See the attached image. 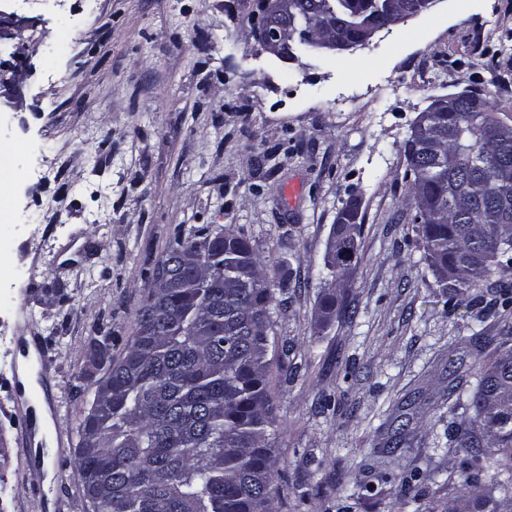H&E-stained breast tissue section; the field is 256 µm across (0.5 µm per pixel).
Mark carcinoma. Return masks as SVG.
<instances>
[{"label":"carcinoma","mask_w":512,"mask_h":512,"mask_svg":"<svg viewBox=\"0 0 512 512\" xmlns=\"http://www.w3.org/2000/svg\"><path fill=\"white\" fill-rule=\"evenodd\" d=\"M389 0H288V11L259 24L313 25L354 39L380 22ZM484 108L471 111L470 100ZM433 140L406 162L419 244L443 291L477 290L512 264V132L480 143L501 124L495 105L476 91L435 115ZM191 247L204 258L196 273L172 266L183 287L148 291L137 327L114 359L100 343L89 359L107 366L78 427L74 465L83 477L84 512H273L276 405L268 385L274 362L270 309L276 284L249 241L233 230L202 226L175 234L159 262ZM358 245L325 253V276L342 279ZM503 332L512 289H500ZM497 343L469 400L479 429L454 430L471 471L470 488L448 512H512V348ZM500 456L499 474L479 490L483 438Z\"/></svg>","instance_id":"obj_1"}]
</instances>
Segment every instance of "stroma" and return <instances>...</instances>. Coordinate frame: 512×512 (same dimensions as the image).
Here are the masks:
<instances>
[{"label": "stroma", "mask_w": 512, "mask_h": 512, "mask_svg": "<svg viewBox=\"0 0 512 512\" xmlns=\"http://www.w3.org/2000/svg\"><path fill=\"white\" fill-rule=\"evenodd\" d=\"M259 0H14L23 25L0 37V512H83L73 464L97 387L77 379L94 345L133 336L148 276L174 235L224 225L249 240L287 303H274L281 354L274 512H446L465 486L448 424L469 423L477 337L501 329L494 288L443 293L412 224L403 144L433 97L475 90L512 125V60L488 53L512 32V0H433L368 45L340 54L262 53ZM71 33L44 71L49 45ZM25 141L22 156L8 150ZM360 259L321 317L323 259L348 195ZM48 418L17 446L8 384L21 337ZM414 477L416 500L401 483Z\"/></svg>", "instance_id": "stroma-1"}]
</instances>
